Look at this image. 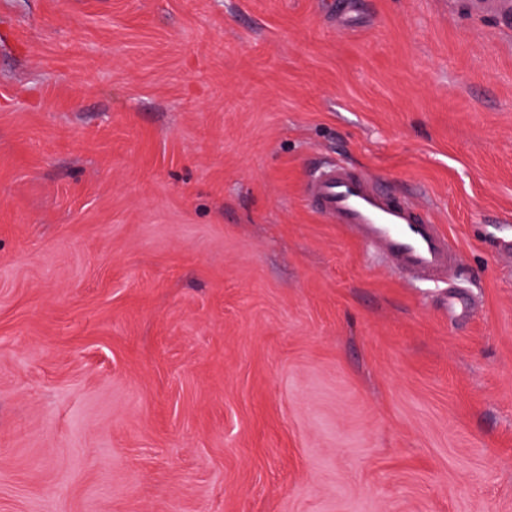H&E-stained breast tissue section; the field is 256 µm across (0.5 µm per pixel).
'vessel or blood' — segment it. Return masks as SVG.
<instances>
[{
	"mask_svg": "<svg viewBox=\"0 0 512 512\" xmlns=\"http://www.w3.org/2000/svg\"><path fill=\"white\" fill-rule=\"evenodd\" d=\"M473 5L512 26V0H474ZM303 195L328 223L354 233L370 257L420 281L454 289L460 250L423 208L397 199L371 176L344 162L308 176Z\"/></svg>",
	"mask_w": 512,
	"mask_h": 512,
	"instance_id": "b4317fda",
	"label": "vessel or blood"
}]
</instances>
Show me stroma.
Here are the masks:
<instances>
[{"instance_id":"35a3bbf8","label":"stroma","mask_w":512,"mask_h":512,"mask_svg":"<svg viewBox=\"0 0 512 512\" xmlns=\"http://www.w3.org/2000/svg\"><path fill=\"white\" fill-rule=\"evenodd\" d=\"M351 2L0 0V512H512V29ZM336 160L470 320L311 209ZM303 195L328 223L354 233L371 258L421 282L460 288L457 244L423 208L397 199L368 174L345 162L328 164L306 178Z\"/></svg>"}]
</instances>
